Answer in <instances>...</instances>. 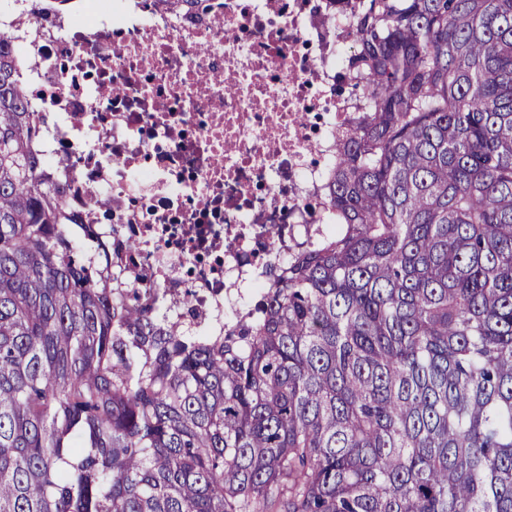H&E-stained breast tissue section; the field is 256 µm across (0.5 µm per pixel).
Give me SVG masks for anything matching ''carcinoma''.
I'll return each instance as SVG.
<instances>
[{
  "mask_svg": "<svg viewBox=\"0 0 512 512\" xmlns=\"http://www.w3.org/2000/svg\"><path fill=\"white\" fill-rule=\"evenodd\" d=\"M323 205L216 336L112 270L0 35V512H512V0H363Z\"/></svg>",
  "mask_w": 512,
  "mask_h": 512,
  "instance_id": "obj_1",
  "label": "carcinoma"
}]
</instances>
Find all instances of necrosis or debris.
<instances>
[{"label": "necrosis or debris", "mask_w": 512, "mask_h": 512, "mask_svg": "<svg viewBox=\"0 0 512 512\" xmlns=\"http://www.w3.org/2000/svg\"><path fill=\"white\" fill-rule=\"evenodd\" d=\"M326 0H0L32 111L48 118L39 154L75 151L57 182L79 221L106 195L125 279L167 299L201 336L259 290L267 264L304 240L355 115L337 96L355 17ZM192 293L185 310L180 299Z\"/></svg>", "instance_id": "1"}]
</instances>
